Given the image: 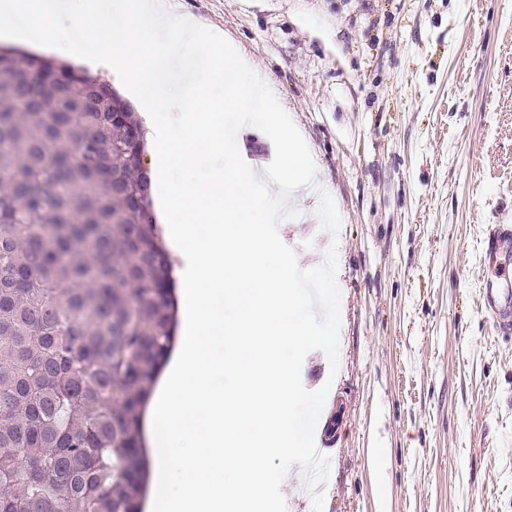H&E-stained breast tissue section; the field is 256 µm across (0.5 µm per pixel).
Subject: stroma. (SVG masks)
<instances>
[{
    "label": "stroma",
    "instance_id": "1",
    "mask_svg": "<svg viewBox=\"0 0 512 512\" xmlns=\"http://www.w3.org/2000/svg\"><path fill=\"white\" fill-rule=\"evenodd\" d=\"M266 76L342 218L324 512H512V334L480 304L512 225V0H176ZM278 226L298 265L329 234Z\"/></svg>",
    "mask_w": 512,
    "mask_h": 512
}]
</instances>
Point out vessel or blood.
Wrapping results in <instances>:
<instances>
[{"label": "vessel or blood", "instance_id": "obj_1", "mask_svg": "<svg viewBox=\"0 0 512 512\" xmlns=\"http://www.w3.org/2000/svg\"><path fill=\"white\" fill-rule=\"evenodd\" d=\"M509 239H512L511 225L499 224L489 229L484 261L494 267L495 276L482 282L485 307L496 327L505 334L512 332V313L502 308L500 298L512 293V256L503 254L500 247Z\"/></svg>", "mask_w": 512, "mask_h": 512}]
</instances>
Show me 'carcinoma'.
Listing matches in <instances>:
<instances>
[{
    "mask_svg": "<svg viewBox=\"0 0 512 512\" xmlns=\"http://www.w3.org/2000/svg\"><path fill=\"white\" fill-rule=\"evenodd\" d=\"M66 63L0 51V512H139V419L174 343L173 260L138 223L135 155L89 83L17 105ZM79 147V158L73 148Z\"/></svg>",
    "mask_w": 512,
    "mask_h": 512,
    "instance_id": "carcinoma-1",
    "label": "carcinoma"
}]
</instances>
